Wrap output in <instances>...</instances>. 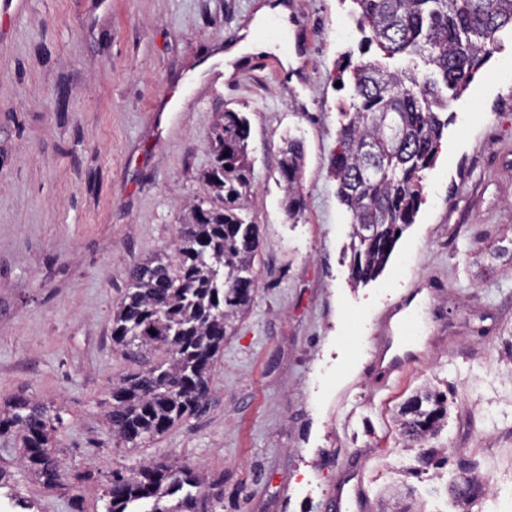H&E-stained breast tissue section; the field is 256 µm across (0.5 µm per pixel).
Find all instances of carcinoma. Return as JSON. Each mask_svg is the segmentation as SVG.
<instances>
[{"instance_id":"obj_1","label":"carcinoma","mask_w":512,"mask_h":512,"mask_svg":"<svg viewBox=\"0 0 512 512\" xmlns=\"http://www.w3.org/2000/svg\"><path fill=\"white\" fill-rule=\"evenodd\" d=\"M357 23L386 56H420L427 72H391L376 59L348 61L353 93L337 133L331 174L351 219L352 277L365 282L387 262L420 202L421 172L432 167L444 124L447 92L466 89L490 53L497 32L512 29V0H353ZM213 160L202 176L204 198L178 231L174 259H148L127 273L130 287L112 318V343L144 368L112 386L113 436L132 446L201 413L210 402L215 355L255 292L258 226L238 216L253 166L247 121L226 112L209 135ZM303 146L282 150L279 173L288 215L304 209L296 185ZM163 351L155 359L151 351ZM44 405L19 396L0 412V435L22 433L28 470L52 487L61 476L53 422ZM448 422L446 394L432 387L399 409L408 447H424ZM105 512H224V474L206 480L187 465L159 461L126 474L111 472Z\"/></svg>"}]
</instances>
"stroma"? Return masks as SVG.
Wrapping results in <instances>:
<instances>
[{
	"label": "stroma",
	"mask_w": 512,
	"mask_h": 512,
	"mask_svg": "<svg viewBox=\"0 0 512 512\" xmlns=\"http://www.w3.org/2000/svg\"><path fill=\"white\" fill-rule=\"evenodd\" d=\"M259 0H31L0 42V408L24 395L60 414L64 463L46 488L0 436V512H104L105 477L168 458L223 473L224 512H333L359 474L387 512H460L454 484L512 481V31L449 99L413 224L384 270L353 285L349 217L329 175L352 0H286L301 64L283 46L212 84L206 59L249 28ZM244 116L260 230L257 293L224 339L212 400L138 448L112 436L109 389L139 371L113 348L127 271L174 252L201 192L208 135ZM304 147V211L289 217L281 150ZM416 293L422 362L388 390L372 373L390 304ZM427 385L448 397L433 450L406 449L395 417Z\"/></svg>",
	"instance_id": "obj_1"
}]
</instances>
